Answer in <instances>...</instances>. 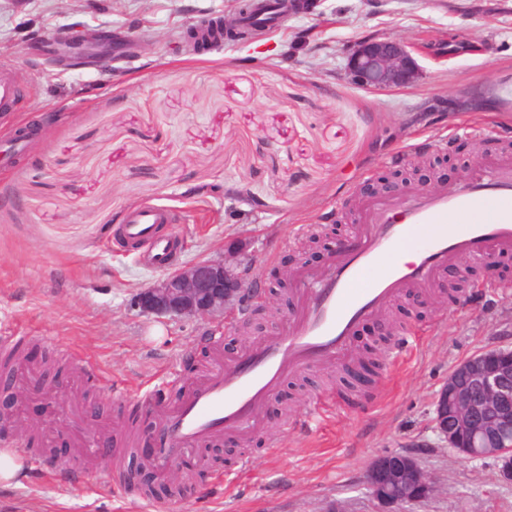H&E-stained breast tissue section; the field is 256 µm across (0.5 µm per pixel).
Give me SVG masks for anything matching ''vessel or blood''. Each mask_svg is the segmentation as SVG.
I'll list each match as a JSON object with an SVG mask.
<instances>
[{
    "mask_svg": "<svg viewBox=\"0 0 512 512\" xmlns=\"http://www.w3.org/2000/svg\"><path fill=\"white\" fill-rule=\"evenodd\" d=\"M287 0H253L249 19H285ZM21 89L8 58L0 59V114L14 112ZM176 215L166 205L134 209L116 230L146 265L169 268L177 243L163 225ZM367 224L354 250L312 279L283 335L240 358L215 365L175 409L165 411L157 463L163 464L221 432L246 433L288 373L353 359L359 325L381 317L408 289L431 287L461 258L486 262L512 251V161L471 175L456 190L432 189L406 200L389 195L366 202Z\"/></svg>",
    "mask_w": 512,
    "mask_h": 512,
    "instance_id": "vessel-or-blood-1",
    "label": "vessel or blood"
}]
</instances>
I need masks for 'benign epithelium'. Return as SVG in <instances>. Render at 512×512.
<instances>
[{
  "instance_id": "benign-epithelium-1",
  "label": "benign epithelium",
  "mask_w": 512,
  "mask_h": 512,
  "mask_svg": "<svg viewBox=\"0 0 512 512\" xmlns=\"http://www.w3.org/2000/svg\"><path fill=\"white\" fill-rule=\"evenodd\" d=\"M345 73L369 91L416 83L422 69L407 41L367 37L347 50ZM256 280L226 261H197L140 290L136 304L145 314L212 319L236 309L246 316L259 295ZM433 431L444 447L473 460L492 459L499 476L512 481V349L495 348L461 361L433 401ZM375 499L385 507L432 498L438 486L418 459L393 452L376 459L366 475Z\"/></svg>"
}]
</instances>
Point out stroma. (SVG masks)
<instances>
[{"instance_id":"35a3bbf8","label":"stroma","mask_w":512,"mask_h":512,"mask_svg":"<svg viewBox=\"0 0 512 512\" xmlns=\"http://www.w3.org/2000/svg\"><path fill=\"white\" fill-rule=\"evenodd\" d=\"M244 2L0 0V53L26 89L0 141L35 130L0 159V329L29 341L21 364L36 379L44 352L61 367L54 398L16 386L0 403V453L24 462L32 437L54 450L51 470L0 484V512H388L366 473L391 452L415 453L438 485L399 512H512V482L495 463L439 447L431 429L449 372L512 348V268L475 279L461 302L438 284L427 307L395 301L411 342L368 392L342 393L326 364L285 376L257 429L221 436L222 457L203 445L147 467L168 486L209 456L185 496H119L106 460L79 454L78 432L97 423L141 442L158 423L140 401L146 390L177 407L214 351L234 358L281 332L304 276L330 264L324 243L359 238L360 222L343 214L368 187L424 160L435 186L454 189L512 142V0H319L276 31L225 39L223 52L184 51L201 19L237 16ZM82 29L121 30L132 67H68L31 47ZM452 34L480 51L432 56ZM367 36L410 42L421 79L381 93L351 84L344 49ZM150 203L177 214L167 230L180 264L237 250L274 320L245 335L235 310L210 322L142 313L136 293L165 272L115 231Z\"/></svg>"}]
</instances>
